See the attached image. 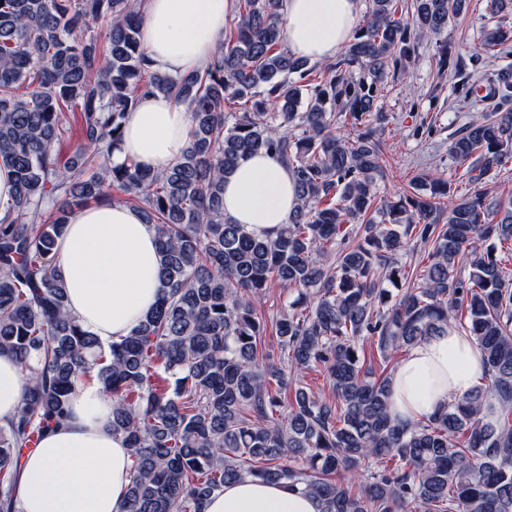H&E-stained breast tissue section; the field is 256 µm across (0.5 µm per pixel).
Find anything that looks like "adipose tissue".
Masks as SVG:
<instances>
[{
	"mask_svg": "<svg viewBox=\"0 0 512 512\" xmlns=\"http://www.w3.org/2000/svg\"><path fill=\"white\" fill-rule=\"evenodd\" d=\"M236 0H147L141 39L153 70L177 76L206 66L224 39ZM361 0H283L288 48L312 61L332 58L351 38ZM192 132L186 108L158 94L129 113L115 160L156 172L176 163ZM298 205L294 181L276 157L241 159L224 180V216L264 237ZM57 270L69 312L102 341L130 335L160 296L162 254L154 224L133 207L104 202L76 208L57 242ZM485 374L468 333L451 326L409 349L392 380L389 410L401 423L432 415ZM28 379L0 354V423L17 412ZM130 457L112 431V400L99 385L73 395L67 417L26 449L16 487L19 512H124ZM202 512H321L317 498L280 483L245 478L211 494Z\"/></svg>",
	"mask_w": 512,
	"mask_h": 512,
	"instance_id": "adipose-tissue-1",
	"label": "adipose tissue"
}]
</instances>
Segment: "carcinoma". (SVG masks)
Masks as SVG:
<instances>
[{
  "instance_id": "carcinoma-1",
  "label": "carcinoma",
  "mask_w": 512,
  "mask_h": 512,
  "mask_svg": "<svg viewBox=\"0 0 512 512\" xmlns=\"http://www.w3.org/2000/svg\"><path fill=\"white\" fill-rule=\"evenodd\" d=\"M281 2L238 0L213 61L172 77L151 69L144 0H0V155L17 186L0 218V354L29 376L0 425V512H17L18 449L62 421L93 379L130 449L127 512H201L245 478L299 485L322 512H512V269L499 255L512 251V199H487L492 172L512 158V70L492 81L493 111L449 144L469 195L433 174L380 200V82L406 69L420 39L447 31L465 0H369L343 57L321 68L285 47ZM104 18L101 45L86 31ZM510 40L495 25L480 49L492 58ZM435 66L478 104L446 39ZM155 94L190 113L181 158L156 173L113 162L127 113ZM75 112L79 140L65 155ZM260 151L285 163L299 200L274 237L224 218V176ZM114 189L155 224L162 296L135 333L104 343L69 313L55 248L67 211ZM414 240L429 251L409 271L398 256ZM274 285L297 298L265 310ZM450 324L474 338L482 382L428 418L397 422L392 374L372 375L365 348L389 360ZM269 329L278 364L259 361ZM313 367L332 398L300 385ZM491 399L502 409L486 421Z\"/></svg>"
}]
</instances>
